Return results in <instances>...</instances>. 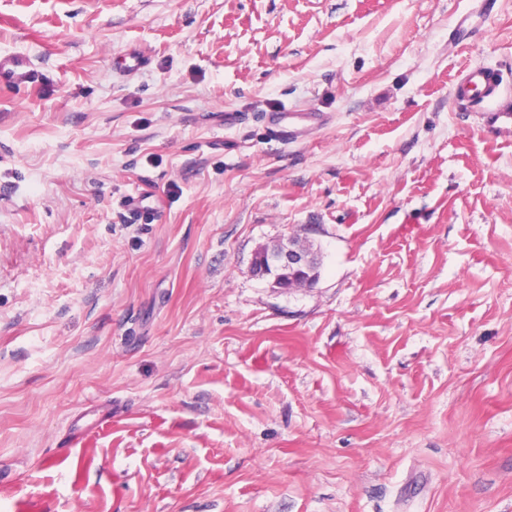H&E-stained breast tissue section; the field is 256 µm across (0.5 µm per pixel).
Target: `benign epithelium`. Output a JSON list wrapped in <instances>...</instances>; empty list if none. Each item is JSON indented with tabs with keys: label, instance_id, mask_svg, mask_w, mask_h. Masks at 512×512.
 I'll return each mask as SVG.
<instances>
[{
	"label": "benign epithelium",
	"instance_id": "obj_1",
	"mask_svg": "<svg viewBox=\"0 0 512 512\" xmlns=\"http://www.w3.org/2000/svg\"><path fill=\"white\" fill-rule=\"evenodd\" d=\"M319 256L309 243L290 236L255 252L253 273L280 292L311 288L319 280Z\"/></svg>",
	"mask_w": 512,
	"mask_h": 512
}]
</instances>
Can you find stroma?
Listing matches in <instances>:
<instances>
[{"label":"stroma","mask_w":512,"mask_h":512,"mask_svg":"<svg viewBox=\"0 0 512 512\" xmlns=\"http://www.w3.org/2000/svg\"><path fill=\"white\" fill-rule=\"evenodd\" d=\"M7 56L0 512H512V0H0ZM477 91L481 93L479 97L475 96ZM493 93V77L490 71L484 68L471 69L455 90L456 96L462 99L483 100L490 97ZM319 263V256L307 241L298 236H289L256 251L252 271L256 276L268 280L271 288L287 292L313 287L319 280Z\"/></svg>","instance_id":"stroma-1"}]
</instances>
